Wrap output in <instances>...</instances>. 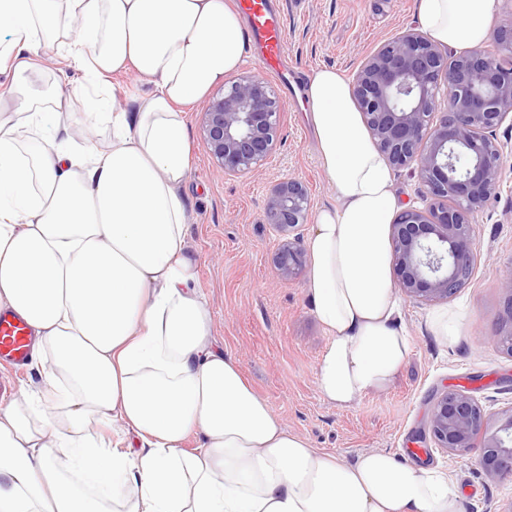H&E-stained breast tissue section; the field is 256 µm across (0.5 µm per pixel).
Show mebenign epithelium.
Here are the masks:
<instances>
[{
  "label": "benign epithelium",
  "instance_id": "obj_1",
  "mask_svg": "<svg viewBox=\"0 0 512 512\" xmlns=\"http://www.w3.org/2000/svg\"><path fill=\"white\" fill-rule=\"evenodd\" d=\"M492 41L503 59L474 49L452 55L417 28L385 41L368 55L351 86L376 148L394 168L409 167L425 186V206L408 207L391 224V265L409 298L446 300L469 278L477 257L474 216L500 190L503 146L493 132L512 120V22ZM268 82L239 75L209 103L203 135L226 175L253 174L272 155L283 116ZM311 205L308 186L283 177L269 189L266 223L284 236L273 258L290 279L306 265L301 237ZM436 447L477 455L486 476L512 480V414L490 429L473 397L445 391L428 423Z\"/></svg>",
  "mask_w": 512,
  "mask_h": 512
}]
</instances>
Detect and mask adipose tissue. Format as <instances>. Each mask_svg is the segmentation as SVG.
<instances>
[{"mask_svg": "<svg viewBox=\"0 0 512 512\" xmlns=\"http://www.w3.org/2000/svg\"><path fill=\"white\" fill-rule=\"evenodd\" d=\"M494 9L418 0L424 32L451 50L484 46ZM244 32L227 0H0L14 101L0 114V307L34 332L50 385L0 406V512H457L437 468L386 451L345 462L286 432L213 338L187 244L181 107L238 70ZM49 39L91 84L131 74L144 90L127 110L97 94L71 111L29 77ZM305 96L337 201L307 242L312 312L331 336L317 384L350 408L411 349L390 275L401 203L347 79L319 69ZM103 121L100 150L87 136Z\"/></svg>", "mask_w": 512, "mask_h": 512, "instance_id": "ef3b65f1", "label": "adipose tissue"}]
</instances>
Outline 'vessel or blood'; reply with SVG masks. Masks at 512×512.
<instances>
[{
  "mask_svg": "<svg viewBox=\"0 0 512 512\" xmlns=\"http://www.w3.org/2000/svg\"><path fill=\"white\" fill-rule=\"evenodd\" d=\"M234 9L246 23L249 43L257 46V62L264 74L276 79L281 87L300 82L299 73L284 63L283 19L273 0H232ZM32 336L26 322L18 315L0 310V369L20 371L27 362Z\"/></svg>",
  "mask_w": 512,
  "mask_h": 512,
  "instance_id": "b4317fda",
  "label": "vessel or blood"
}]
</instances>
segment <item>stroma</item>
Listing matches in <instances>:
<instances>
[{"label":"stroma","instance_id":"obj_1","mask_svg":"<svg viewBox=\"0 0 512 512\" xmlns=\"http://www.w3.org/2000/svg\"><path fill=\"white\" fill-rule=\"evenodd\" d=\"M286 29L285 55L305 75L333 67L353 79L364 58L396 33L419 26L417 0H279ZM45 81L74 92L81 72L55 43L43 44ZM284 115L273 155L260 171L228 176L211 158L202 132L208 99L184 106L192 170L182 189L189 214V242L197 283L206 294L214 337L238 363L255 393L285 429L312 447L345 461L384 450L402 460L447 473L461 496L459 512H507L512 482L489 479L476 456L436 448L428 431L434 398L444 390L473 396L493 419L512 413V356L497 344L512 326V125L495 136L505 150L502 189L474 217L477 259L465 284L447 300L403 298V321L412 339L409 356L392 384L365 392L356 406L340 409L321 396L316 369L331 337L310 309L308 272L281 279L273 265L282 236L264 220L268 190L284 176L311 191V209L336 204L320 164L304 102L283 98ZM461 318V334L435 336L432 315ZM421 449L410 457V449Z\"/></svg>","mask_w":512,"mask_h":512}]
</instances>
